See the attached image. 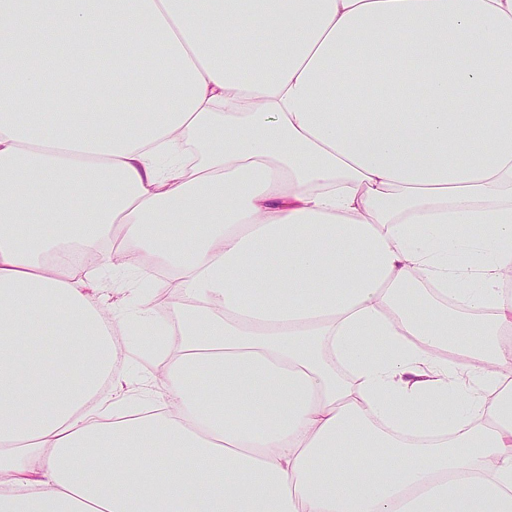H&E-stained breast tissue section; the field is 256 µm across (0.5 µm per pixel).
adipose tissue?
I'll list each match as a JSON object with an SVG mask.
<instances>
[{"label":"adipose tissue","instance_id":"1","mask_svg":"<svg viewBox=\"0 0 512 512\" xmlns=\"http://www.w3.org/2000/svg\"><path fill=\"white\" fill-rule=\"evenodd\" d=\"M509 273L512 0H0V512H512ZM98 277L104 282L105 290L104 295L110 297L109 301L113 300L112 289L113 288H125L119 294L114 295V300L119 298L121 300L122 307H132L140 303L142 297L154 296L157 292V288H152L155 284L156 278L151 276L149 272L139 273L131 281L111 279L110 272L107 269L101 270L97 273ZM158 293V292H157ZM146 328L133 326L123 337L120 336L119 341L126 351L127 360L119 366V371L126 377H134L153 369L154 361L146 355L145 351V344L150 337L146 335Z\"/></svg>","mask_w":512,"mask_h":512}]
</instances>
